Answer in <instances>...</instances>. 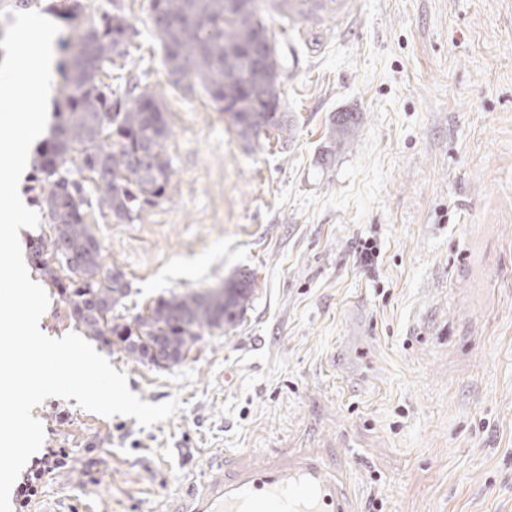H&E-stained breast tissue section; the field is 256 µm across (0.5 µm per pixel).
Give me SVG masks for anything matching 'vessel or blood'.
Instances as JSON below:
<instances>
[{"label": "vessel or blood", "mask_w": 512, "mask_h": 512, "mask_svg": "<svg viewBox=\"0 0 512 512\" xmlns=\"http://www.w3.org/2000/svg\"><path fill=\"white\" fill-rule=\"evenodd\" d=\"M166 512H352L346 477L313 453L240 464L228 457Z\"/></svg>", "instance_id": "vessel-or-blood-1"}]
</instances>
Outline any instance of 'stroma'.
Returning a JSON list of instances; mask_svg holds the SVG:
<instances>
[{
	"label": "stroma",
	"mask_w": 512,
	"mask_h": 512,
	"mask_svg": "<svg viewBox=\"0 0 512 512\" xmlns=\"http://www.w3.org/2000/svg\"><path fill=\"white\" fill-rule=\"evenodd\" d=\"M292 3L274 26L291 130L246 142L169 75L150 0H81L137 29L103 80L154 92L171 130L162 199L122 224L85 208L128 284L116 315L242 271L254 294L165 368L93 341L141 400H179L168 420L33 409L69 455L39 495L71 512H165L224 455L302 451L357 512H512V0H354L319 22ZM47 294L41 331L82 333Z\"/></svg>",
	"instance_id": "1"
}]
</instances>
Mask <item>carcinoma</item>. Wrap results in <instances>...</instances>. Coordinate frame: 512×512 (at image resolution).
<instances>
[{"instance_id":"carcinoma-1","label":"carcinoma","mask_w":512,"mask_h":512,"mask_svg":"<svg viewBox=\"0 0 512 512\" xmlns=\"http://www.w3.org/2000/svg\"><path fill=\"white\" fill-rule=\"evenodd\" d=\"M236 0H153L150 23L159 38L164 63L176 77L194 75L219 112L243 138L272 129L285 131L284 112H264L265 97L279 94L280 65L273 44V28L260 14L259 0L243 10ZM133 31L125 17L105 14L78 31L77 50L64 73L59 123L41 154L43 178L40 205L52 221L53 239L38 238L30 246L32 265L50 277L67 297L73 319L95 339L115 336L127 355L153 362L150 350L158 340L189 353L202 333L233 324L254 292L250 276L227 282L232 289L224 303L199 291L160 297L146 314L132 322L112 315L127 296V283L115 281L104 269L96 229L85 221L90 191L98 194L118 223L133 221L142 204L161 199L173 169L165 153L170 130L155 93L112 87L100 79L104 70L127 55ZM264 41L262 60L239 52L243 45ZM336 135L354 132L359 113L334 115ZM79 153L82 166L94 174L88 190L66 176L69 155ZM62 244L67 256L58 257L68 275L60 278L49 264V251Z\"/></svg>"}]
</instances>
